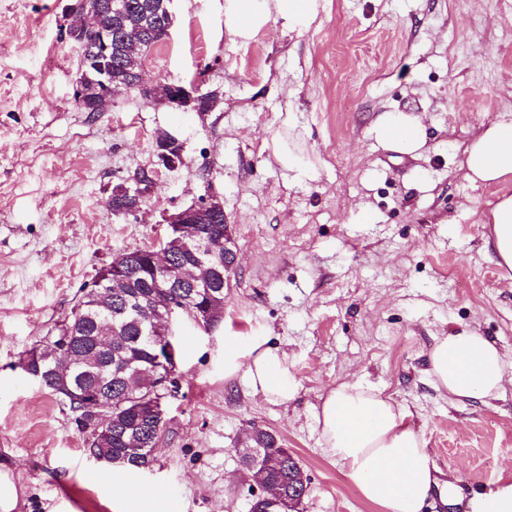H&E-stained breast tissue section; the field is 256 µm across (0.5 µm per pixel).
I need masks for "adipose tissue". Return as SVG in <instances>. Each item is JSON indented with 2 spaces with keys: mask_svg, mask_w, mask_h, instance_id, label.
Returning <instances> with one entry per match:
<instances>
[{
  "mask_svg": "<svg viewBox=\"0 0 512 512\" xmlns=\"http://www.w3.org/2000/svg\"><path fill=\"white\" fill-rule=\"evenodd\" d=\"M319 0H224V25L248 37L271 17L289 29L306 30L315 22ZM378 137L403 152L424 143L420 119L401 113L382 117ZM470 182L497 183L512 175V122H495L464 150ZM492 243L498 265L512 270V195L490 210ZM428 372L436 389L457 402L483 404L500 398L512 377V358L472 329L437 337L428 355ZM291 361L286 350L263 336L224 339V376L238 379L251 394L285 404L295 396ZM330 456L369 502L384 512H418L433 494V465L410 412L370 385L344 382L331 389L317 412Z\"/></svg>",
  "mask_w": 512,
  "mask_h": 512,
  "instance_id": "adipose-tissue-1",
  "label": "adipose tissue"
}]
</instances>
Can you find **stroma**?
I'll use <instances>...</instances> for the list:
<instances>
[{
  "label": "stroma",
  "mask_w": 512,
  "mask_h": 512,
  "mask_svg": "<svg viewBox=\"0 0 512 512\" xmlns=\"http://www.w3.org/2000/svg\"><path fill=\"white\" fill-rule=\"evenodd\" d=\"M70 0H0V484L9 512H249L259 492L236 454L271 432L308 478L300 512H382L328 455L316 412L342 382L383 391L413 415L435 477L470 512L512 483V386L490 404L450 403L427 373L436 336L469 328L512 355V271L488 240L489 204L512 178L472 184L464 149L512 122V0H320L309 29L270 22L249 39L224 28V0H173L169 39L145 62L156 84L218 92L182 112L136 89L102 112L74 98L79 50ZM421 118L403 153L375 134L387 112ZM185 144L139 210L113 188L154 168L157 133ZM287 145L310 179L273 153ZM213 188L238 265L212 331L173 320L178 392L140 507L88 486L87 435L68 404L21 368L46 347L102 267L163 238L165 214ZM265 336L292 360L296 395L276 405L224 378V338Z\"/></svg>",
  "instance_id": "stroma-1"
}]
</instances>
